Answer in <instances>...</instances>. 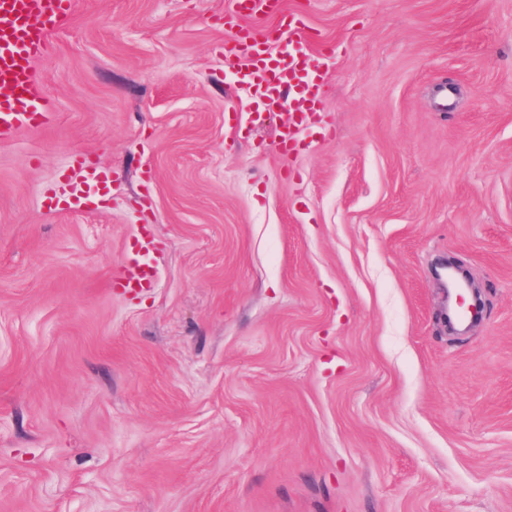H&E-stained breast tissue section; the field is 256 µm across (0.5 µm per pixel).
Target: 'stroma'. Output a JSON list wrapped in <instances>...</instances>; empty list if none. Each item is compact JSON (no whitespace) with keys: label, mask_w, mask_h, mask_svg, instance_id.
I'll return each mask as SVG.
<instances>
[{"label":"stroma","mask_w":512,"mask_h":512,"mask_svg":"<svg viewBox=\"0 0 512 512\" xmlns=\"http://www.w3.org/2000/svg\"><path fill=\"white\" fill-rule=\"evenodd\" d=\"M226 0H76L0 143V512H512V0H284L288 155ZM112 172L59 213L74 152ZM154 287L111 283L142 234ZM461 262L483 318L448 330ZM316 39V33L300 20L270 26L266 31L255 27L240 28L231 42L224 43V59L246 60L247 82L272 104V110L287 99L289 104L300 101L311 109L316 89L324 80V63L321 59L309 61L304 49ZM274 42H285L286 49L270 65L267 64L269 59L257 51L246 55L249 46L263 47L264 53L270 54V46ZM313 112L297 111L289 114V120L279 127L278 137L272 145V149L278 153H287L293 149L298 142V135L302 126Z\"/></svg>","instance_id":"35a3bbf8"}]
</instances>
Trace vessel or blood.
I'll use <instances>...</instances> for the list:
<instances>
[{"label": "vessel or blood", "mask_w": 512, "mask_h": 512, "mask_svg": "<svg viewBox=\"0 0 512 512\" xmlns=\"http://www.w3.org/2000/svg\"><path fill=\"white\" fill-rule=\"evenodd\" d=\"M73 0H0V139L14 132L43 124L44 109L34 99L31 61L48 46V35L71 13ZM317 39L316 33L298 20L261 31L253 27L239 29L224 45L228 61L245 59V77L272 106L299 101L313 104L315 92L324 80L322 61H309L304 50ZM285 43L286 49L275 60H267L260 51L272 43ZM308 113H290L279 127L272 145L286 153L298 141ZM69 191L63 196H48L49 206L68 211L91 208V191L105 184L108 174L88 154L74 155L63 175ZM156 263L148 255L126 259L117 286L134 297L153 288Z\"/></svg>", "instance_id": "obj_1"}]
</instances>
